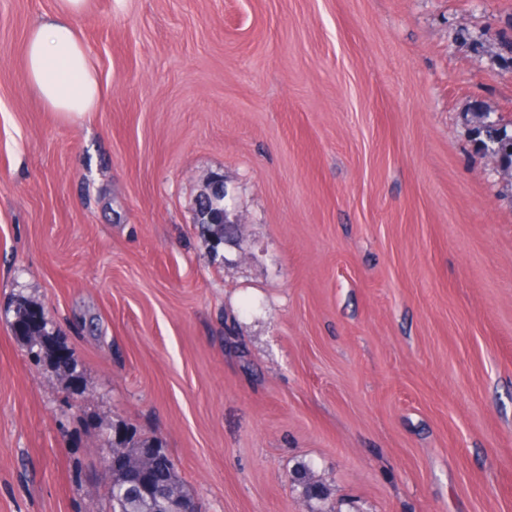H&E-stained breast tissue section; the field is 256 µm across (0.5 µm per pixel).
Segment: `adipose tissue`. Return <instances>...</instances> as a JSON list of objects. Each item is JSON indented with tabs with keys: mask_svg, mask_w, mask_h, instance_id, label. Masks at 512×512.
Instances as JSON below:
<instances>
[{
	"mask_svg": "<svg viewBox=\"0 0 512 512\" xmlns=\"http://www.w3.org/2000/svg\"><path fill=\"white\" fill-rule=\"evenodd\" d=\"M86 0H58L55 17L33 26L24 50L27 85L52 111L66 116L96 109L100 85L86 46L70 19Z\"/></svg>",
	"mask_w": 512,
	"mask_h": 512,
	"instance_id": "1",
	"label": "adipose tissue"
}]
</instances>
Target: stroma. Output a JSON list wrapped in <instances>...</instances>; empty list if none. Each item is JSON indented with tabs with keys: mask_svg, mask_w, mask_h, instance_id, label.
Here are the masks:
<instances>
[{
	"mask_svg": "<svg viewBox=\"0 0 512 512\" xmlns=\"http://www.w3.org/2000/svg\"><path fill=\"white\" fill-rule=\"evenodd\" d=\"M56 5L0 0V512H111L117 432L200 512H512V0H87L70 120ZM86 0H58L56 17L33 26L24 50L27 85L53 112L82 115L96 109L100 85L86 46L70 19ZM40 312V309L30 307V305L19 304L13 310V319L17 318L15 324H11L13 332L16 336L26 338L29 342L33 341L31 336H38L39 339L34 341L39 345V351L33 356L40 361L43 353L51 363H53V359L59 369L67 368L66 362L61 361L60 358H55V353L59 351L51 345V335L46 330L47 325L42 321ZM312 470L308 467H301L296 471L297 480L303 489V495L309 500H322L327 496L326 487L313 479Z\"/></svg>",
	"mask_w": 512,
	"mask_h": 512,
	"instance_id": "35a3bbf8",
	"label": "stroma"
}]
</instances>
